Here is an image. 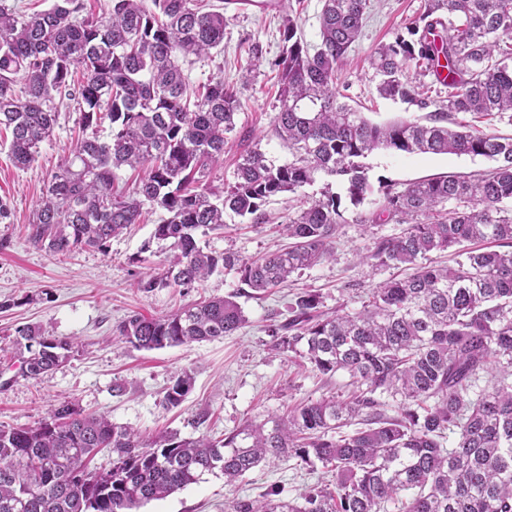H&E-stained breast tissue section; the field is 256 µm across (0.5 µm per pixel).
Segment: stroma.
<instances>
[{
  "mask_svg": "<svg viewBox=\"0 0 512 512\" xmlns=\"http://www.w3.org/2000/svg\"><path fill=\"white\" fill-rule=\"evenodd\" d=\"M427 6L428 0H371L362 35L338 80L345 101L365 118L423 122L446 99V88L437 83L431 86L432 104L426 108L381 99L369 64L373 50L392 41ZM230 16L223 49L184 64L191 84L220 74L239 99L236 128L209 177L211 187L219 191L233 183L236 161L246 149L259 147L278 163L291 158L273 133L280 103L271 63L279 53L281 19L273 11L234 10ZM251 45L259 46L262 58L249 72L246 50ZM79 119L78 112L62 109L52 139L41 144L29 168L15 167L7 147L0 146V200L12 210L11 223L0 224V425L38 426L52 408L68 400L84 412L107 415L113 423L145 434L172 431L183 438L207 434L220 439L245 422L282 416L307 401L346 392V374L319 375L294 353L273 348L266 331L272 313L284 310L293 293L304 288L318 293L326 310L360 309L372 288L398 273L397 268L369 262L368 254L377 240L402 231L393 221L360 223V216L377 208L387 187L444 173L467 175L490 166L489 160L468 155L377 151L367 160L373 193L358 207L342 202L344 222L329 261L293 276L287 286L263 297L241 293L236 275L221 271L188 292L159 288L143 293L137 290V281L160 271L168 255L167 242L154 237L164 211L144 213L140 223L113 237L102 251L53 254L34 247L26 237L32 208L75 143ZM341 190L335 178H319L304 195L273 198L264 208L265 222L249 224L226 215L224 228L202 243L209 250L245 259L278 251L289 243L277 229L281 216L324 192ZM231 294L246 318L233 335L151 351L135 349L118 335V324L130 312L161 316L205 297ZM25 324L39 326L49 336L72 339L79 349L41 378L22 377L26 350L18 344L15 329ZM183 371L193 377L191 391L181 405L166 408L165 389ZM327 479L323 471L299 469L289 461L267 462L233 486L225 485L222 474H203L197 483L144 504L140 512H230L234 499L257 496L271 484L285 485L293 497L306 485Z\"/></svg>",
  "mask_w": 512,
  "mask_h": 512,
  "instance_id": "stroma-1",
  "label": "stroma"
}]
</instances>
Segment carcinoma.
<instances>
[{"label": "carcinoma", "mask_w": 512, "mask_h": 512, "mask_svg": "<svg viewBox=\"0 0 512 512\" xmlns=\"http://www.w3.org/2000/svg\"><path fill=\"white\" fill-rule=\"evenodd\" d=\"M369 8V0H323L313 46L295 19L283 17L271 63L281 102L273 131L292 160L277 164L258 148L246 150L235 181L218 195L207 179L235 129L237 94L221 75L190 86L180 61L224 43V12L205 0H112L94 17L82 15V0H54L30 13L0 0V128L11 132L15 166H31L51 139L61 99L80 113L81 137L47 181L28 241L55 254L103 250L139 223L144 204L156 206L168 218L154 237L169 242L170 256L161 272L138 281L144 293L197 288L221 270L257 294L272 293L331 258L344 223L334 194L289 215L282 230L292 245L258 260L208 252L198 236L224 227L229 212L257 221L271 198L299 194L323 174L342 178L345 196L359 206L372 192L366 160L378 150L494 162L479 174L388 189L362 218L407 225L365 260L405 266L408 276L381 283L353 312H325L318 294L297 292L288 318L268 326L275 347L313 371L347 374L346 396L310 400L221 439L145 437L63 402L34 428L0 426V512H136L206 472L218 470L234 486L263 462L290 459L331 480L292 500L274 485L235 499L231 512H385L390 503L398 512H512V136L445 125L453 112L512 123V0H429L406 32L371 53L384 99L428 106L423 85L408 74L412 63L448 88L446 111L427 124L372 123L341 101L338 72ZM124 167L143 175L117 191ZM484 241L510 250L464 247ZM445 251L452 264L431 258ZM244 323L230 295L159 317L133 313L117 332L153 350L221 338ZM15 333L28 353V378L48 374L76 349L35 326ZM489 369L492 387L473 391ZM191 387L189 373L173 376L165 405L179 406ZM450 434L455 443L446 448ZM103 452L108 466L90 468Z\"/></svg>", "instance_id": "obj_1"}]
</instances>
